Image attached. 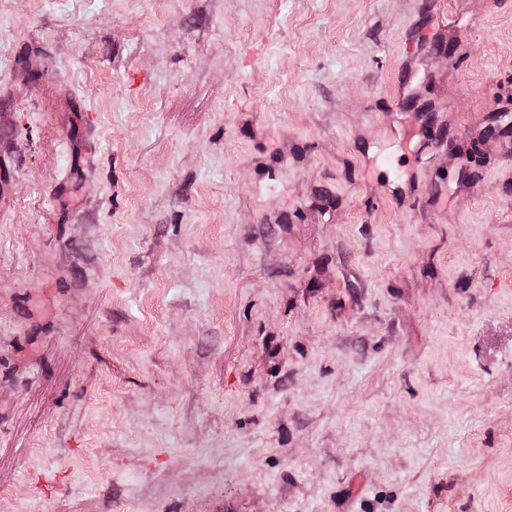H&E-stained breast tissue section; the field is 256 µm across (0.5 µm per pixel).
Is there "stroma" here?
Listing matches in <instances>:
<instances>
[{
    "label": "stroma",
    "instance_id": "obj_1",
    "mask_svg": "<svg viewBox=\"0 0 512 512\" xmlns=\"http://www.w3.org/2000/svg\"><path fill=\"white\" fill-rule=\"evenodd\" d=\"M0 512H512V0H0Z\"/></svg>",
    "mask_w": 512,
    "mask_h": 512
}]
</instances>
